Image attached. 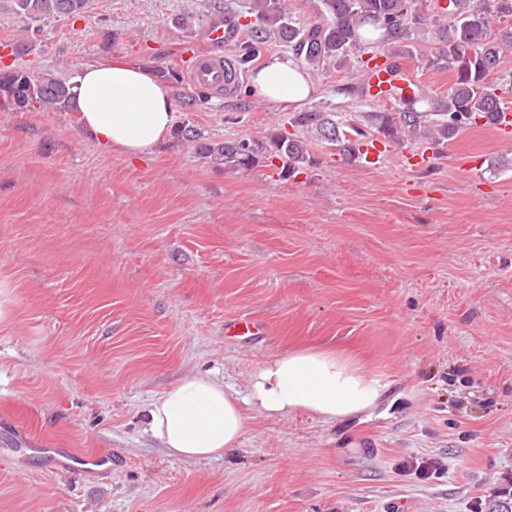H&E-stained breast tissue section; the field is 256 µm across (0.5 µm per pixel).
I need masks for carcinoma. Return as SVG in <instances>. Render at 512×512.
I'll return each instance as SVG.
<instances>
[{"instance_id": "carcinoma-1", "label": "carcinoma", "mask_w": 512, "mask_h": 512, "mask_svg": "<svg viewBox=\"0 0 512 512\" xmlns=\"http://www.w3.org/2000/svg\"><path fill=\"white\" fill-rule=\"evenodd\" d=\"M201 14H187L172 21L181 30H191L206 23L224 24L235 30L237 15L227 11L223 0H206ZM14 12L22 20L34 24L55 17H80L88 0H13ZM251 10L255 21L245 24L246 40L239 47L235 60L239 71L245 72L253 60L272 45L289 47L297 64L309 72H326L344 67L359 54L360 67L368 71L379 68L371 60L385 56L398 57L408 44L416 41L423 28L433 33L435 44L425 56V65L451 71L454 81L448 97L433 98L418 85L396 88L402 110L370 112L368 118L385 134L402 137L421 128V112L417 105L425 102L440 119L433 125L432 137L442 145L455 137L476 118L495 125L503 111L500 87L489 81L502 60L512 56V0H453L450 6H432V14L424 15L419 0H320L316 19L301 24L291 16L287 0H253ZM502 23L495 38L489 37L492 21ZM157 76L176 87L177 103L188 109H202L212 101L213 94L202 89L179 87L180 78L167 68L157 69ZM0 96L19 112H71L74 110L72 85L69 79L52 72L35 75L23 68L0 69ZM294 123L305 132L336 145L344 156L358 152L356 126L345 130L331 112L313 107L294 116ZM181 137L197 143L196 155L207 163H218L231 170L250 171L258 165L262 146L251 139L236 138L205 142L193 126L177 130ZM275 156L284 161L282 173L288 175L308 161L305 144L300 139L283 136L269 139Z\"/></svg>"}]
</instances>
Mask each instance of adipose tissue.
<instances>
[{
    "label": "adipose tissue",
    "mask_w": 512,
    "mask_h": 512,
    "mask_svg": "<svg viewBox=\"0 0 512 512\" xmlns=\"http://www.w3.org/2000/svg\"><path fill=\"white\" fill-rule=\"evenodd\" d=\"M72 83L81 130L100 147L137 158L168 140L174 104L148 70L102 60L81 66ZM252 90L274 105L304 106L313 85L292 59L274 53L253 74ZM383 393L357 361L331 350L300 349L259 363L244 398L209 375L187 374L151 402L147 425L169 455L209 460L237 448L253 416L301 410L344 421L375 409Z\"/></svg>",
    "instance_id": "ef3b65f1"
}]
</instances>
